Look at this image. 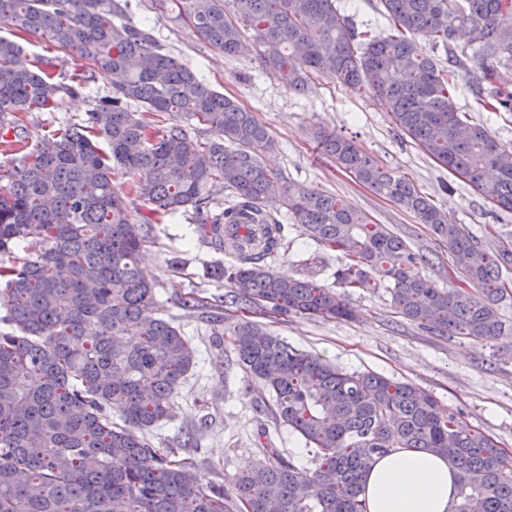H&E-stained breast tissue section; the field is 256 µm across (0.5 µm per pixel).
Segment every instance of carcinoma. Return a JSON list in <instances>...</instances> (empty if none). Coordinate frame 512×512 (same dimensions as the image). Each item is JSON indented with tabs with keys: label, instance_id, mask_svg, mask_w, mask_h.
<instances>
[{
	"label": "carcinoma",
	"instance_id": "cac0c4a2",
	"mask_svg": "<svg viewBox=\"0 0 512 512\" xmlns=\"http://www.w3.org/2000/svg\"><path fill=\"white\" fill-rule=\"evenodd\" d=\"M199 37L232 57L256 56L292 91L332 72L364 92L448 172L512 211V148L459 112L452 91L472 77L485 107L512 112L498 67L512 61V0H379L395 33L360 31L336 0H174ZM129 0H0V22L47 35L60 48L112 76V95L80 124L44 136L0 186V254L27 241L33 251L0 266V307L12 331L0 333V512H367L363 478L375 458L398 448L437 454L456 471L448 512H512V452L461 426L451 410L410 382L347 372L289 346L251 320L262 311L349 320L345 293L308 272L285 278L263 264L284 246L285 216L345 263L336 286L382 288L396 313L442 336L494 340L512 335L499 304L512 295V242L481 246L403 176L336 133L322 153L355 180L401 208L448 244L466 286L441 288L422 274L425 258L383 224L333 195L289 183L264 165L276 142L237 99L210 89L147 29L128 16ZM461 53L448 65L419 54L415 38ZM21 47L0 37V145L20 146L22 116L78 97L82 77L54 81L19 61ZM137 102L141 110H132ZM154 112H183L208 134L195 139ZM130 177L129 191L116 176ZM220 182L233 204L199 226L218 251L236 254L215 275L232 288L224 304L245 316L223 333L237 365L270 399L256 411L297 433L314 468L300 467L258 435L263 459L231 480L203 485L196 463L152 441L174 416L175 398L195 364L181 329L157 315L153 279L140 254L152 223L192 206ZM150 205L132 222L130 195Z\"/></svg>",
	"mask_w": 512,
	"mask_h": 512
}]
</instances>
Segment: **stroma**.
<instances>
[{"instance_id":"stroma-1","label":"stroma","mask_w":512,"mask_h":512,"mask_svg":"<svg viewBox=\"0 0 512 512\" xmlns=\"http://www.w3.org/2000/svg\"><path fill=\"white\" fill-rule=\"evenodd\" d=\"M133 21L150 29L165 50L195 71L211 89L237 98L264 124L277 148L267 154L268 167L281 170L288 181L335 195L345 204L386 225L419 250L426 262L423 274L438 286L460 284L446 243L414 216L360 184L318 149L315 134L334 131L346 136L379 163L411 180L434 204L447 212L453 224H464L481 234L484 225L512 240V213L495 208L471 186L440 167L396 129L388 113L368 95L337 84L325 74L312 89L296 93L263 72L248 57H227L213 50L173 11L156 8L155 0H131ZM0 36L23 48V59L36 68L51 59L56 81L85 75L86 95L64 100L58 109L26 113L21 132L28 147L64 123L85 119L99 97L112 92L109 74L63 50L41 35H25L0 23ZM459 111L483 124L498 141L512 143V114L485 109L460 78L455 91ZM209 212L187 208L175 217L154 224L152 241L143 265L154 280V293L162 316L173 319L191 338L197 363L176 400L177 415L160 423L155 432L163 445L177 449L180 457L195 460L202 483H229L256 463L261 452L257 432L266 429L277 448L296 464L307 467L311 458L303 441L271 417L255 413L261 400L258 386L234 366L232 348L215 350L211 333L216 323L230 325L237 317L232 307L212 308L214 299L230 292V285L209 275L210 266L231 264L229 254L216 251L198 238L196 227L208 213L220 212L231 196L216 183L205 191ZM286 249L270 256L267 264L284 276L301 274L299 260L316 252L317 244L301 227L288 224ZM207 301V308L184 310L189 296ZM355 312L350 321L325 322L288 316L262 319L263 328L289 345L316 354L348 372H375L408 381L432 394L457 415L462 426L481 429L512 449V336L495 341L450 338L427 332L395 314L384 290H358L348 295ZM202 429L199 449L184 447L188 431Z\"/></svg>"}]
</instances>
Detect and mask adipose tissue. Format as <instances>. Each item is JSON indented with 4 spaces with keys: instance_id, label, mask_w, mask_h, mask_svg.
Masks as SVG:
<instances>
[{
    "instance_id": "adipose-tissue-1",
    "label": "adipose tissue",
    "mask_w": 512,
    "mask_h": 512,
    "mask_svg": "<svg viewBox=\"0 0 512 512\" xmlns=\"http://www.w3.org/2000/svg\"><path fill=\"white\" fill-rule=\"evenodd\" d=\"M456 485L443 457L400 448L372 464L361 497L367 512H447Z\"/></svg>"
}]
</instances>
